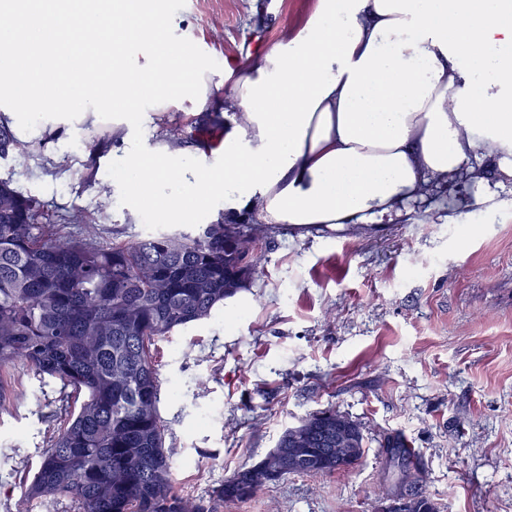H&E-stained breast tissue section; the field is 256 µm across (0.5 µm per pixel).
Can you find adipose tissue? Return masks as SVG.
<instances>
[{"instance_id": "obj_1", "label": "adipose tissue", "mask_w": 512, "mask_h": 512, "mask_svg": "<svg viewBox=\"0 0 512 512\" xmlns=\"http://www.w3.org/2000/svg\"><path fill=\"white\" fill-rule=\"evenodd\" d=\"M168 23L160 0H0V98L62 124L112 113L131 206L161 223L220 200L299 232L380 224L478 155L512 180V0H317L249 55L213 159L135 138L174 94L214 96Z\"/></svg>"}]
</instances>
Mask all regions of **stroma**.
I'll return each instance as SVG.
<instances>
[{
	"mask_svg": "<svg viewBox=\"0 0 512 512\" xmlns=\"http://www.w3.org/2000/svg\"><path fill=\"white\" fill-rule=\"evenodd\" d=\"M314 0H167L184 45L216 75L300 28ZM216 111L173 96L149 142L216 153ZM484 182L436 184L388 224L271 226L257 272L211 319L155 345L160 414L176 491L209 504L234 471L259 461L286 426L333 408L360 424L365 454L350 472L291 475L221 512H379L397 485L383 447L400 434L437 512H512V181L483 160ZM112 125L45 129L0 159L61 222L81 208L98 240L163 230L131 213ZM15 403L0 412V512H12L47 447L41 421L57 385L22 363L0 369Z\"/></svg>",
	"mask_w": 512,
	"mask_h": 512,
	"instance_id": "stroma-1",
	"label": "stroma"
}]
</instances>
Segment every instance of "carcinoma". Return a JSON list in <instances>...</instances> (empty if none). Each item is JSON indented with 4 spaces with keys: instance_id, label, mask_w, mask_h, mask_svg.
<instances>
[{
    "instance_id": "carcinoma-1",
    "label": "carcinoma",
    "mask_w": 512,
    "mask_h": 512,
    "mask_svg": "<svg viewBox=\"0 0 512 512\" xmlns=\"http://www.w3.org/2000/svg\"><path fill=\"white\" fill-rule=\"evenodd\" d=\"M19 145L0 119V158ZM74 226L82 235H70ZM98 236L78 209L62 224L45 222L38 199L0 179V367L21 362L82 397L74 410L63 398V422L48 426L49 445L15 512L30 499L52 505L63 497L77 512H218L290 474L330 475L360 461L366 441L355 422L356 445L336 466L328 443L335 409L328 408L306 415L308 467H295L286 428L274 452L224 478L214 505L179 495L151 347L210 319L244 288L243 271H256L259 234L221 219L109 248ZM385 448L400 470V489L387 501L408 497L405 512H436L404 439L389 436Z\"/></svg>"
}]
</instances>
